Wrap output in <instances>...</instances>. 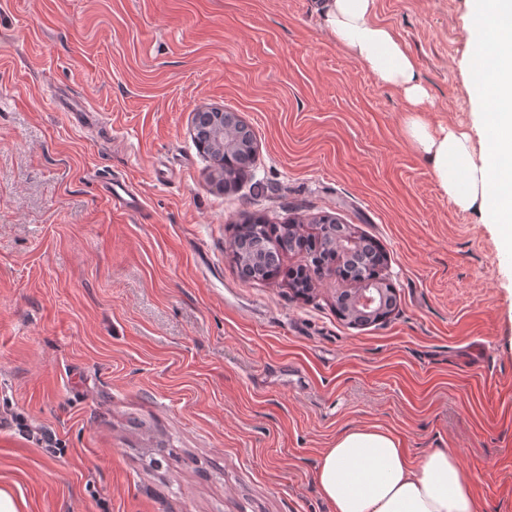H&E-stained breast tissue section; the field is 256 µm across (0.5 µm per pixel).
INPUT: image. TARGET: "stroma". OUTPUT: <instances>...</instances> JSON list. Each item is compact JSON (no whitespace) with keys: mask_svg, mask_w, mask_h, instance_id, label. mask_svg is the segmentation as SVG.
Listing matches in <instances>:
<instances>
[{"mask_svg":"<svg viewBox=\"0 0 512 512\" xmlns=\"http://www.w3.org/2000/svg\"><path fill=\"white\" fill-rule=\"evenodd\" d=\"M469 16L376 0L430 123L476 121ZM69 88L105 126H68L50 98ZM200 107L256 145L220 193ZM406 117L318 0H0V489L18 512H332L315 467L365 425L411 462L448 449L477 512H512V246L442 192ZM105 173L141 213L113 210ZM256 214L372 238L391 313L353 325L339 282L243 278L228 243Z\"/></svg>","mask_w":512,"mask_h":512,"instance_id":"obj_1","label":"stroma"}]
</instances>
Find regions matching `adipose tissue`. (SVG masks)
<instances>
[{
    "label": "adipose tissue",
    "mask_w": 512,
    "mask_h": 512,
    "mask_svg": "<svg viewBox=\"0 0 512 512\" xmlns=\"http://www.w3.org/2000/svg\"><path fill=\"white\" fill-rule=\"evenodd\" d=\"M320 8L339 47L400 92L409 110L406 136L443 192L458 209L500 224L512 242V0H471L472 129L421 116L428 92L414 58L374 20L375 0H322ZM315 481L333 512H476L472 483L451 452L432 449L409 463L394 435L377 426L342 431Z\"/></svg>",
    "instance_id": "1"
}]
</instances>
